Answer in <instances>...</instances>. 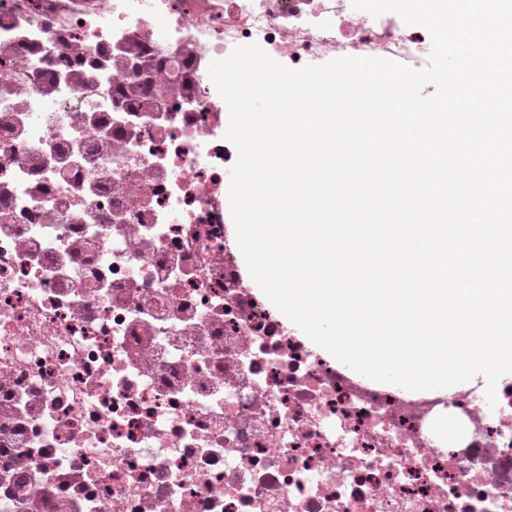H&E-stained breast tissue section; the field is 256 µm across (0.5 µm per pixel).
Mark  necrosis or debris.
Returning a JSON list of instances; mask_svg holds the SVG:
<instances>
[{
	"mask_svg": "<svg viewBox=\"0 0 512 512\" xmlns=\"http://www.w3.org/2000/svg\"><path fill=\"white\" fill-rule=\"evenodd\" d=\"M343 3L0 0V428L27 438L0 432V512L45 458L29 512H512L511 380L492 407L481 383L355 377L251 294L225 234L212 61L421 66L425 28Z\"/></svg>",
	"mask_w": 512,
	"mask_h": 512,
	"instance_id": "necrosis-or-debris-1",
	"label": "necrosis or debris"
}]
</instances>
